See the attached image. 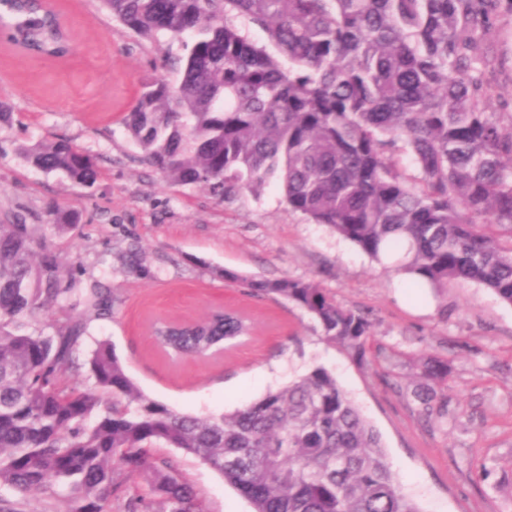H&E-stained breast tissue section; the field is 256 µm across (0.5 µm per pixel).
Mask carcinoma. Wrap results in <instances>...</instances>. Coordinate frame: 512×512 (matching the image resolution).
Wrapping results in <instances>:
<instances>
[{"label": "carcinoma", "instance_id": "carcinoma-1", "mask_svg": "<svg viewBox=\"0 0 512 512\" xmlns=\"http://www.w3.org/2000/svg\"><path fill=\"white\" fill-rule=\"evenodd\" d=\"M499 0H101L124 28L182 40L180 80L142 82L123 117L143 159L173 185L220 203L278 180L288 207L325 224L372 261L392 262L413 295L476 282L512 304V113L491 108L490 59L477 36ZM15 41L64 52L37 0H0ZM262 27L272 50L247 28ZM45 173L96 182V158L65 138L25 150ZM50 223H79L54 207ZM39 224L0 222V488L69 493L66 512H205L165 454L199 458L253 512H420L381 438L323 365L249 405L180 413L144 391L107 342L88 355L92 384L63 379L87 334L78 316L46 335L32 322L68 292ZM248 295L292 304L323 341L367 362L372 323L313 279L243 277ZM101 316L112 299L92 289ZM248 332L235 311L155 327L168 356L207 359ZM448 361L420 365L414 399L433 413ZM144 480L150 494L131 495Z\"/></svg>", "mask_w": 512, "mask_h": 512}]
</instances>
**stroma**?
<instances>
[{"instance_id": "35a3bbf8", "label": "stroma", "mask_w": 512, "mask_h": 512, "mask_svg": "<svg viewBox=\"0 0 512 512\" xmlns=\"http://www.w3.org/2000/svg\"><path fill=\"white\" fill-rule=\"evenodd\" d=\"M65 21L70 53L39 56L0 35V222L42 225L72 293L48 307L38 328L81 314L91 289L110 292L109 317L92 321L77 354L110 342L132 379L179 412L202 416L243 407L321 364L379 431L392 469L422 512H512V305L474 283L414 298L406 278L373 262L323 224L292 211L277 182L219 204L195 187L171 185L143 162L122 123L141 83L177 82L180 41L150 40L114 21L99 0H47ZM495 69L493 109L512 113V0H500L484 36ZM69 139L97 157L93 186L44 173L21 146ZM76 207L69 231L48 222L51 206ZM312 278L373 323V360L358 367L320 339L292 306L244 294L224 278ZM243 311L254 329L214 361L169 360L155 350V320L197 319L215 305ZM449 360L440 413L421 416L412 397L423 357ZM207 512H252L198 458L173 449Z\"/></svg>"}]
</instances>
